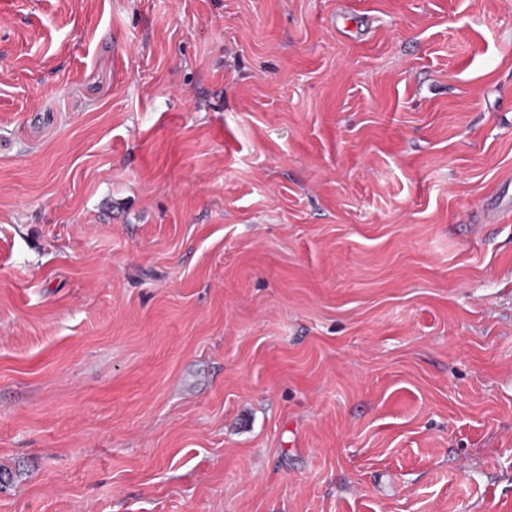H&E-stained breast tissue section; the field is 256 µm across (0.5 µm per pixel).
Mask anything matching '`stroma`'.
<instances>
[{"label":"stroma","mask_w":512,"mask_h":512,"mask_svg":"<svg viewBox=\"0 0 512 512\" xmlns=\"http://www.w3.org/2000/svg\"><path fill=\"white\" fill-rule=\"evenodd\" d=\"M0 468L512 512V0H0Z\"/></svg>","instance_id":"1"}]
</instances>
